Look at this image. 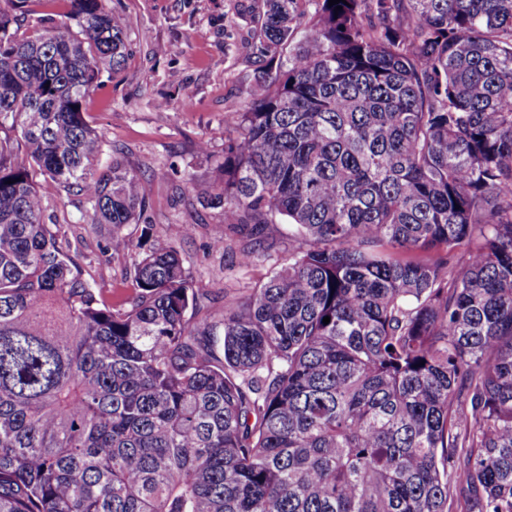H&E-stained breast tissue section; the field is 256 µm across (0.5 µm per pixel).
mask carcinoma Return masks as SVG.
I'll return each instance as SVG.
<instances>
[{"label": "carcinoma", "mask_w": 512, "mask_h": 512, "mask_svg": "<svg viewBox=\"0 0 512 512\" xmlns=\"http://www.w3.org/2000/svg\"><path fill=\"white\" fill-rule=\"evenodd\" d=\"M8 2L0 512H512V0H263L208 203L213 248L250 224L240 263L275 267L200 320L194 225L141 240L112 303L37 189L133 246L149 184L85 110L123 25ZM267 232L270 238L277 240L279 255L284 259H288V251H298L306 247L301 240L293 236L294 228L289 224H271Z\"/></svg>", "instance_id": "obj_1"}]
</instances>
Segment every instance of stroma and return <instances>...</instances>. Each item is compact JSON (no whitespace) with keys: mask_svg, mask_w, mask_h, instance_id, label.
<instances>
[{"mask_svg":"<svg viewBox=\"0 0 512 512\" xmlns=\"http://www.w3.org/2000/svg\"><path fill=\"white\" fill-rule=\"evenodd\" d=\"M125 24V60L103 71L86 104L88 120L105 149H124L129 163L150 186L146 223L157 240L170 224L193 225L176 244L208 310L223 309L265 280L272 263L258 257L239 265L233 253L248 245L234 235L229 248H211L218 208L198 198L219 180L224 158V109L249 100L253 49L249 19L242 9H260L262 0H107ZM208 143L209 154L198 151ZM47 212L78 242V261L91 288L106 299L130 295L128 278L137 250L115 254L105 248L108 230L82 219L85 206L48 180H39Z\"/></svg>","mask_w":512,"mask_h":512,"instance_id":"35a3bbf8","label":"stroma"}]
</instances>
